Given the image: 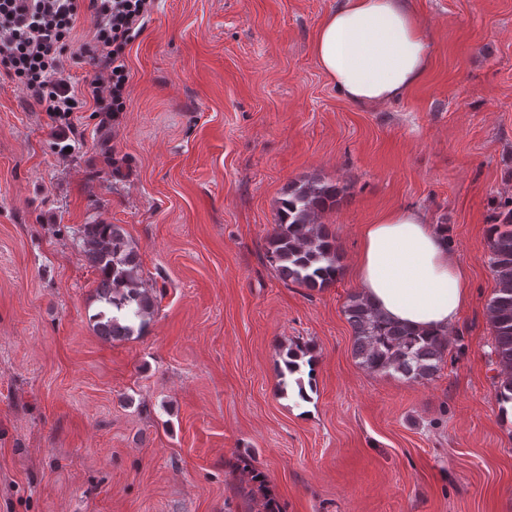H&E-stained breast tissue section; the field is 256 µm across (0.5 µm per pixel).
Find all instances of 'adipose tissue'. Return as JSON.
Masks as SVG:
<instances>
[{"label":"adipose tissue","mask_w":512,"mask_h":512,"mask_svg":"<svg viewBox=\"0 0 512 512\" xmlns=\"http://www.w3.org/2000/svg\"><path fill=\"white\" fill-rule=\"evenodd\" d=\"M313 53L347 100L375 105L403 97L423 79L431 48L408 0H341L320 23ZM352 276L386 318L416 329L447 331L470 301L466 269L413 208L365 225Z\"/></svg>","instance_id":"1"}]
</instances>
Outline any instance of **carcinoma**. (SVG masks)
Returning <instances> with one entry per match:
<instances>
[{"mask_svg":"<svg viewBox=\"0 0 512 512\" xmlns=\"http://www.w3.org/2000/svg\"><path fill=\"white\" fill-rule=\"evenodd\" d=\"M338 187L312 179L288 188L279 224L269 240L268 261L279 276L314 290L336 283L341 275L336 236L315 216L337 203ZM84 255L98 273L100 335L127 339L143 330L154 313L156 297L140 287V264L117 224H86ZM490 268L496 288L489 303L494 343L491 363L495 400L512 402V200L500 204L489 229ZM345 316L353 330V354L373 372L393 370L414 382L428 381L442 369L448 336L401 326L384 318L359 294L349 295Z\"/></svg>","mask_w":512,"mask_h":512,"instance_id":"1","label":"carcinoma"}]
</instances>
